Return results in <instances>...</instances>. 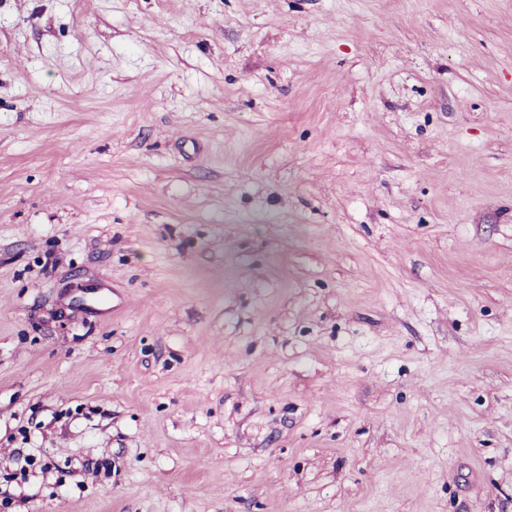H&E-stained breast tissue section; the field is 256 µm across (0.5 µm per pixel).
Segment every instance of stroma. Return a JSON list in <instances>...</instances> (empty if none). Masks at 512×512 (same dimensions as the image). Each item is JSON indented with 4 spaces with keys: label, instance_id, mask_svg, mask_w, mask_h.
<instances>
[{
    "label": "stroma",
    "instance_id": "1",
    "mask_svg": "<svg viewBox=\"0 0 512 512\" xmlns=\"http://www.w3.org/2000/svg\"><path fill=\"white\" fill-rule=\"evenodd\" d=\"M3 497L512 512V0H0Z\"/></svg>",
    "mask_w": 512,
    "mask_h": 512
}]
</instances>
